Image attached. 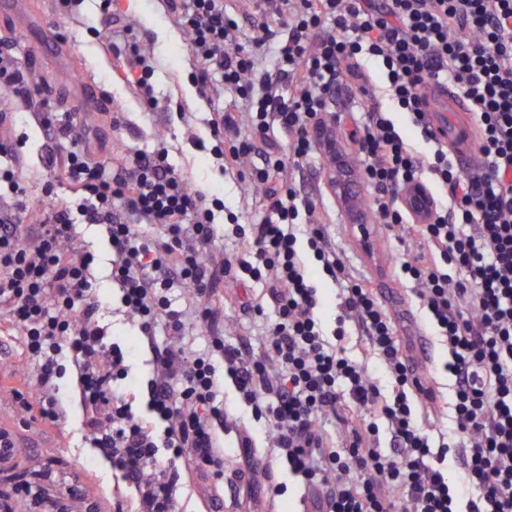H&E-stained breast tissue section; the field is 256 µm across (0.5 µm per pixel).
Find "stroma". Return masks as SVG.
I'll return each instance as SVG.
<instances>
[{"instance_id":"obj_1","label":"stroma","mask_w":512,"mask_h":512,"mask_svg":"<svg viewBox=\"0 0 512 512\" xmlns=\"http://www.w3.org/2000/svg\"><path fill=\"white\" fill-rule=\"evenodd\" d=\"M121 17L134 24L133 39L152 49L157 66L151 79L157 107H149L128 82L120 59L107 49L99 36L101 0H83L75 17L68 18L58 9L57 0H25L21 14L0 13V46L12 48L26 63L31 84L32 106L12 100L6 111L5 127L22 161V178L31 203L44 197L49 179L44 156L52 142L40 124L38 106L52 109L58 119L76 116L90 132V146L96 156L111 159L113 152L126 149L153 151L166 148L170 161L183 168L191 183L202 186L223 199L225 212L217 213L216 222H224L226 212L238 214L240 223L256 221L262 208L264 192L251 183L247 172H223L221 161L211 152L213 141L207 118L212 109L195 83V61L185 33L178 28L166 0H118L114 7ZM53 30L64 44L62 53L39 49L45 30ZM93 102L92 109L79 105L80 97ZM330 213L328 234L338 256L353 275L370 278L378 298L387 309L407 353H415L419 342H426L430 359L422 364L428 372L441 366L448 350L417 298L413 283L399 282L393 269L402 251L376 223L363 228L351 225L334 196H326ZM77 244L92 253V271L102 300V325L114 340L126 345L128 376L121 383L124 395L132 399V409L145 415L147 381L152 372V350L139 336L137 327L120 304L118 288L109 278L111 250L100 226L80 224L76 227ZM214 303L224 323V339L235 342L243 327L261 333L262 320L254 318L249 303L256 284L236 285L222 282ZM28 366L19 336L0 335V375L8 376V386L0 387V428L12 433L18 469L33 470L50 459L63 463V472L90 469L94 483L86 488L88 501L108 506L119 479L110 463L90 448L84 431L85 410L72 376L64 378V409L57 422L41 420L37 414L24 412L14 393L23 389L22 379ZM224 406L231 419L224 424V450H237L238 425L246 423L259 447L264 448L270 469L254 475L255 485L272 481L282 483L286 491L276 499L277 512H304L302 490L287 464L273 448L263 423L254 419L232 383L224 385ZM239 479L232 468L224 470V485L215 489L200 479L179 484L177 499L181 512H238L235 487Z\"/></svg>"}]
</instances>
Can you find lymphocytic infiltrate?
<instances>
[{
    "instance_id": "obj_1",
    "label": "lymphocytic infiltrate",
    "mask_w": 512,
    "mask_h": 512,
    "mask_svg": "<svg viewBox=\"0 0 512 512\" xmlns=\"http://www.w3.org/2000/svg\"><path fill=\"white\" fill-rule=\"evenodd\" d=\"M273 4L280 30L258 24L245 45L240 24L253 15L242 0H168L200 65L199 91L216 99L208 120L213 153L228 172L252 161L249 178L265 189L255 223L231 213L217 229L223 201L192 185L164 150L102 161L82 126L50 117L58 146L44 164L69 197L33 212L26 235L17 222L26 190L10 144L0 143V185L12 195L0 208V310L30 365L22 407L56 421L59 381L73 367L86 438L136 493L132 503L114 497L112 512H178L180 481L203 475L222 484L226 375L264 420L311 512H512V0ZM429 83L450 86L471 109L479 161L469 170L434 139L421 96ZM344 89L366 102L357 168L376 190L369 205L376 223L405 246L395 274L418 284L448 348L454 427L446 440L431 437L435 375L418 376L372 281L350 274L329 242L318 197L298 194L292 179L319 151L340 156L327 116ZM395 110L410 114L431 152L413 147L391 117ZM278 132L290 140L282 155L271 146ZM427 181L446 187L448 197L434 199L430 223L415 224L402 194ZM80 222L103 227L121 304L153 348L155 424L136 416L116 389L125 355L100 323L92 260L74 245ZM221 234L242 247L215 266L207 255ZM313 261L337 290L329 337ZM224 279L260 284L252 311H274L262 351L246 334L225 342L211 305ZM180 291L188 309L175 306ZM197 319L209 332L201 352L186 340ZM351 329L358 334L352 348ZM161 331L171 338L162 347ZM369 355L382 362L390 389L363 364ZM334 415L348 434L342 446L323 429ZM164 448L173 460L161 458ZM15 452L1 431L0 512H14L22 497L42 512H74L81 475L58 486L53 460L16 473ZM451 455L462 471L458 482L448 476Z\"/></svg>"
}]
</instances>
